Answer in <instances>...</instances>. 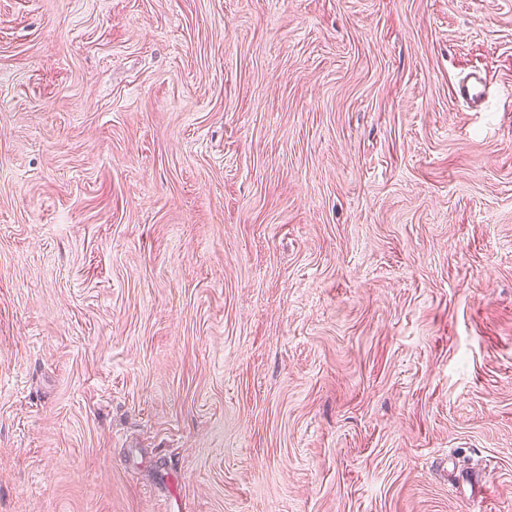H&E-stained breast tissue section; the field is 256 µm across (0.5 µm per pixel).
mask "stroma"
Segmentation results:
<instances>
[{
    "label": "stroma",
    "mask_w": 512,
    "mask_h": 512,
    "mask_svg": "<svg viewBox=\"0 0 512 512\" xmlns=\"http://www.w3.org/2000/svg\"><path fill=\"white\" fill-rule=\"evenodd\" d=\"M0 512H512V0H0ZM454 93L458 100L467 105L482 103L488 94L487 75L481 71H474L472 76L456 85Z\"/></svg>",
    "instance_id": "35a3bbf8"
}]
</instances>
